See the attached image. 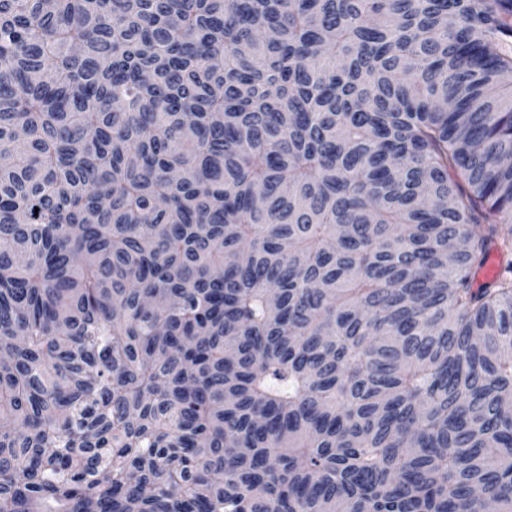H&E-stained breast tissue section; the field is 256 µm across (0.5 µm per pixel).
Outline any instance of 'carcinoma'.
<instances>
[{
    "label": "carcinoma",
    "mask_w": 512,
    "mask_h": 512,
    "mask_svg": "<svg viewBox=\"0 0 512 512\" xmlns=\"http://www.w3.org/2000/svg\"><path fill=\"white\" fill-rule=\"evenodd\" d=\"M512 0H0V512H512Z\"/></svg>",
    "instance_id": "carcinoma-1"
}]
</instances>
